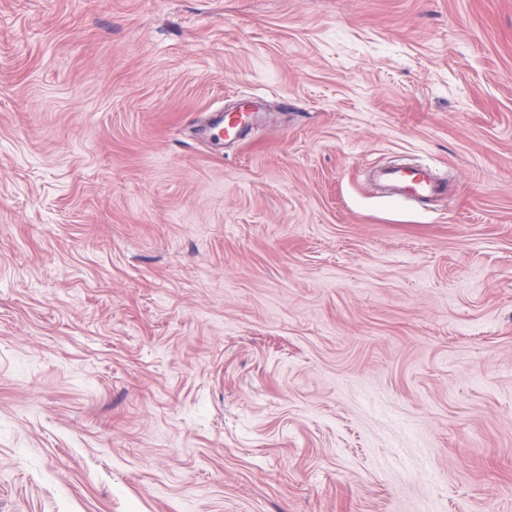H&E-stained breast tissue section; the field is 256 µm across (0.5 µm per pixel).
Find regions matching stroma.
<instances>
[{
    "label": "stroma",
    "mask_w": 512,
    "mask_h": 512,
    "mask_svg": "<svg viewBox=\"0 0 512 512\" xmlns=\"http://www.w3.org/2000/svg\"><path fill=\"white\" fill-rule=\"evenodd\" d=\"M0 512H512V0H0ZM377 181L394 196L422 204L448 194V178L429 166L406 169L386 167L376 171Z\"/></svg>",
    "instance_id": "stroma-1"
}]
</instances>
